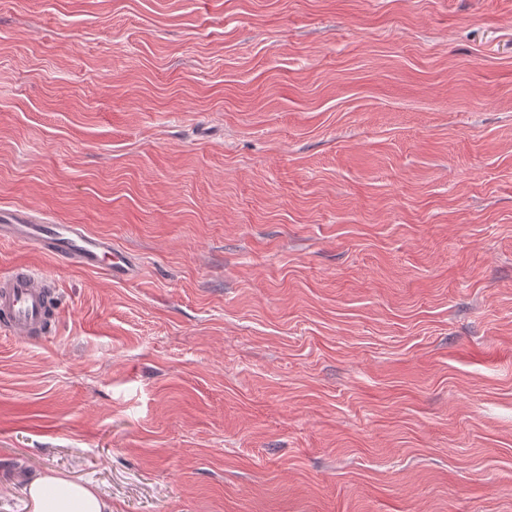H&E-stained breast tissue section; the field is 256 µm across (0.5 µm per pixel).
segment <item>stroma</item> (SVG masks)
I'll return each instance as SVG.
<instances>
[{"label":"stroma","mask_w":512,"mask_h":512,"mask_svg":"<svg viewBox=\"0 0 512 512\" xmlns=\"http://www.w3.org/2000/svg\"><path fill=\"white\" fill-rule=\"evenodd\" d=\"M0 512H512V0H0ZM0 240L36 247L57 260L87 270L105 269L112 276H125L129 271L126 253L112 249V240L97 238L78 224L32 219L23 210L0 209ZM105 254L114 257L106 267L101 263ZM47 302L43 274L26 264L0 272V326L5 332L24 339L47 333ZM26 508L29 512H112V499L97 487L46 473L29 483Z\"/></svg>","instance_id":"obj_1"}]
</instances>
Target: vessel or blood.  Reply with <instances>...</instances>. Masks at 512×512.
Instances as JSON below:
<instances>
[{
    "label": "vessel or blood",
    "mask_w": 512,
    "mask_h": 512,
    "mask_svg": "<svg viewBox=\"0 0 512 512\" xmlns=\"http://www.w3.org/2000/svg\"><path fill=\"white\" fill-rule=\"evenodd\" d=\"M0 240L33 246L69 265L96 270L107 268L114 276L127 275V255L113 250L109 240L87 233L78 224H58L33 219L22 210L0 209ZM46 279L25 264L0 272V329L20 338L47 333Z\"/></svg>",
    "instance_id": "vessel-or-blood-1"
}]
</instances>
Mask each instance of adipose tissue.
<instances>
[{"label":"adipose tissue","instance_id":"ef3b65f1","mask_svg":"<svg viewBox=\"0 0 512 512\" xmlns=\"http://www.w3.org/2000/svg\"><path fill=\"white\" fill-rule=\"evenodd\" d=\"M26 508L28 512H112V499L97 487L46 473L30 482Z\"/></svg>","mask_w":512,"mask_h":512}]
</instances>
